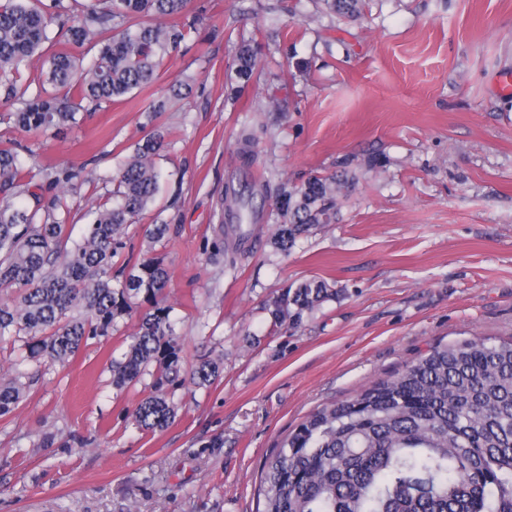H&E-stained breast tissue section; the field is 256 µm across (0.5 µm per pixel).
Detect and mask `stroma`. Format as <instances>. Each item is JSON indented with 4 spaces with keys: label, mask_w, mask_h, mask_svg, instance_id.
I'll return each mask as SVG.
<instances>
[{
    "label": "stroma",
    "mask_w": 512,
    "mask_h": 512,
    "mask_svg": "<svg viewBox=\"0 0 512 512\" xmlns=\"http://www.w3.org/2000/svg\"><path fill=\"white\" fill-rule=\"evenodd\" d=\"M202 25L167 60L155 95L188 87L165 112L143 99L96 111L59 135L13 133L42 165L96 161L146 124L168 130L156 163L169 178L156 207L173 229L151 243L147 210L130 234L161 256L179 334L175 417L142 433L133 410L155 367L119 391L110 365L148 306L133 300L111 334L89 339L66 366L43 367L0 418V512H256L259 470L318 406L349 399L436 342L512 337V0H366L356 21L317 0H191ZM260 54L249 82L232 69L242 42ZM257 142L245 165L242 124ZM347 163L339 221L271 241L263 210L255 246L210 264L205 246L226 189L252 174L271 184L329 176ZM323 280L335 299L295 328L273 326L268 301ZM220 378L197 387L206 360Z\"/></svg>",
    "instance_id": "35a3bbf8"
}]
</instances>
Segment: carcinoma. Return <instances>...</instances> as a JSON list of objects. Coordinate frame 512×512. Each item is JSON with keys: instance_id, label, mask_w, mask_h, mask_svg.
Listing matches in <instances>:
<instances>
[{"instance_id": "carcinoma-1", "label": "carcinoma", "mask_w": 512, "mask_h": 512, "mask_svg": "<svg viewBox=\"0 0 512 512\" xmlns=\"http://www.w3.org/2000/svg\"><path fill=\"white\" fill-rule=\"evenodd\" d=\"M340 18L361 15L365 0H322ZM188 0H84L75 15L66 0H0V116L22 133L61 130L80 112L130 102L150 91L167 56L193 26L180 22ZM42 61L18 83L20 68ZM256 54L242 46L236 74L250 79ZM166 133L152 127L118 160L116 174L84 175L68 166L38 172L11 141L0 142V342L18 345L15 376L0 383V417L22 398L26 365L65 364L92 336H106L129 313L131 299L149 306L112 384L136 382L148 366L159 376L135 407L137 428L154 433L174 418L164 385L177 377L178 343L165 305L168 270L136 256L129 227L156 198L164 173L156 158ZM347 172L313 175L301 185L253 183L225 196L224 224L213 229L207 260L245 252L263 206L275 192L281 217L274 245L288 254L321 224L338 221L336 191ZM105 187L93 220L71 237L68 197L83 185ZM336 297L307 280L270 304L274 324L300 325L304 314ZM221 374L202 362L200 387ZM261 512H512V338L431 346L395 376L356 396L317 409L265 458Z\"/></svg>"}]
</instances>
